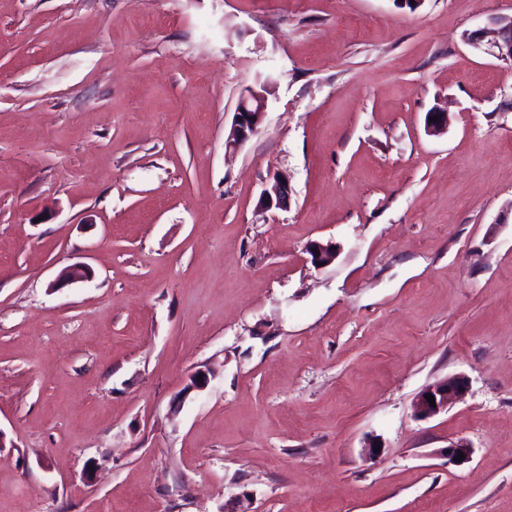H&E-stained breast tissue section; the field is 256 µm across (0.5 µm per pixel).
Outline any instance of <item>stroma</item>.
Here are the masks:
<instances>
[{
	"label": "stroma",
	"instance_id": "1",
	"mask_svg": "<svg viewBox=\"0 0 512 512\" xmlns=\"http://www.w3.org/2000/svg\"><path fill=\"white\" fill-rule=\"evenodd\" d=\"M500 18L0 0V512H512V62L461 39ZM266 107L265 92L254 87L246 90V94L239 101L232 125L225 137L224 145L227 151H235L257 133ZM289 189L288 177L283 173L274 174L272 182L261 193L260 206L266 210L286 207ZM463 388V391H460ZM469 390V379L466 376L458 375L440 381L424 391L413 407V413L421 419L430 418L441 411L448 409V406L463 399ZM431 394L435 398V407H432L425 395Z\"/></svg>",
	"mask_w": 512,
	"mask_h": 512
}]
</instances>
